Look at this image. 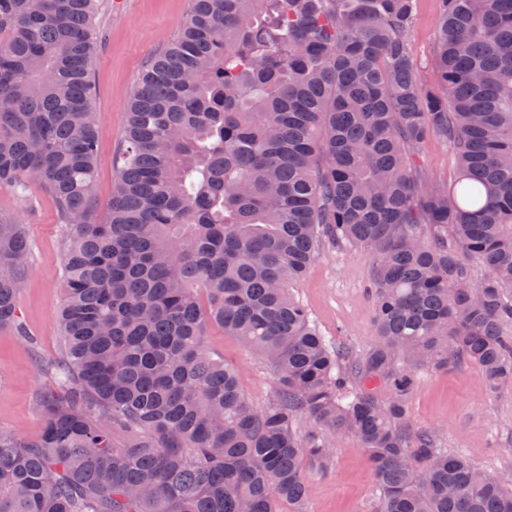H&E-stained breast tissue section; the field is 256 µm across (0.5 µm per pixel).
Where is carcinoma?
<instances>
[{
    "instance_id": "carcinoma-1",
    "label": "carcinoma",
    "mask_w": 512,
    "mask_h": 512,
    "mask_svg": "<svg viewBox=\"0 0 512 512\" xmlns=\"http://www.w3.org/2000/svg\"><path fill=\"white\" fill-rule=\"evenodd\" d=\"M97 7L0 0V187L42 189L70 230L61 355L40 435L0 430V512H303L305 465L327 470L345 433L379 512H512L511 474L403 422L420 368L512 387V0H441L437 92L409 52L415 0H190L130 96L102 217ZM433 135L450 185L418 177ZM326 242L373 258L359 360L291 293ZM29 258L0 214V330L19 335ZM210 324L271 363L269 403L206 348Z\"/></svg>"
}]
</instances>
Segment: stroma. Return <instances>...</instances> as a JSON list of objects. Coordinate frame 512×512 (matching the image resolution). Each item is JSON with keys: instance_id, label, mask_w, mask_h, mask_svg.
I'll list each match as a JSON object with an SVG mask.
<instances>
[{"instance_id": "stroma-1", "label": "stroma", "mask_w": 512, "mask_h": 512, "mask_svg": "<svg viewBox=\"0 0 512 512\" xmlns=\"http://www.w3.org/2000/svg\"><path fill=\"white\" fill-rule=\"evenodd\" d=\"M189 7L190 0H100L96 25L105 40L92 66L99 213H106L112 198V157L125 133L129 97L150 57L175 37ZM439 11L440 0H416L409 35L419 80L433 91L439 88L432 64ZM420 157L421 180L440 184L453 180L456 161L443 139L429 137ZM0 213L24 224L32 247L27 281L19 296L27 335L0 332V428L31 439L42 427L37 398L46 370L61 354L57 316L67 227L60 224L51 198L37 187L30 189L25 203L10 189L0 188ZM370 268L367 251L328 244L293 287L322 335L345 344L356 359L375 342ZM204 341L235 368L251 405L258 408L272 399L276 377L263 356L246 350L217 326L207 328ZM405 421L415 429H438L442 448L466 455L487 474L512 473V390L488 397L475 366L419 370ZM378 496L366 454L353 435L345 434L335 440L329 471L312 473L304 512H376Z\"/></svg>"}]
</instances>
